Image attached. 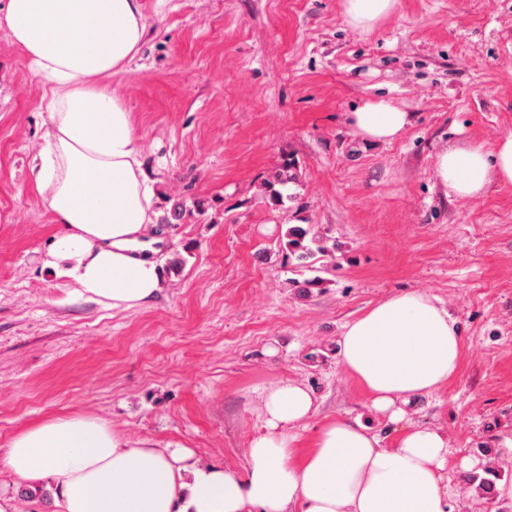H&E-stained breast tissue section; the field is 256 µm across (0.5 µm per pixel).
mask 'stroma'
<instances>
[{
  "label": "stroma",
  "instance_id": "stroma-1",
  "mask_svg": "<svg viewBox=\"0 0 512 512\" xmlns=\"http://www.w3.org/2000/svg\"><path fill=\"white\" fill-rule=\"evenodd\" d=\"M143 14L146 40L111 84L155 184L144 243L163 281L128 310L67 301L43 265L60 231L31 180L46 88L0 29V490L17 512H53L52 494L3 457L57 416L238 468L260 391L292 381L316 397L304 442L346 413L392 442L338 340L415 290L443 302L464 349L410 418L446 430L454 458L489 451L512 484V185L463 200L435 175L448 147L512 133V0H397L368 31L342 0H143ZM378 98L408 112L402 138L355 136L350 112ZM293 224L323 246L302 268ZM314 277L309 294L293 286Z\"/></svg>",
  "mask_w": 512,
  "mask_h": 512
}]
</instances>
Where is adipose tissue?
<instances>
[{
    "mask_svg": "<svg viewBox=\"0 0 512 512\" xmlns=\"http://www.w3.org/2000/svg\"><path fill=\"white\" fill-rule=\"evenodd\" d=\"M395 3L343 0L344 18L370 30ZM0 27L50 90L45 145L32 174L62 230L45 266L66 278L68 300L115 309L150 304L162 266L138 249L155 218L154 191L132 114L107 82L145 37L142 0H8ZM349 120L373 142L394 141L410 124L408 113L383 99L365 102ZM435 173L461 199H479L494 181L512 185V134L489 148L444 150ZM338 345L371 411L396 424L392 446L345 416L326 420L303 444L315 398L288 381L261 392L260 425L239 469L200 465L191 453L132 440L93 416L21 429L6 466L34 483L52 479L56 512H448V434L406 417L416 400L457 376L463 338L455 320L437 298L404 292L347 323Z\"/></svg>",
    "mask_w": 512,
    "mask_h": 512,
    "instance_id": "1",
    "label": "adipose tissue"
}]
</instances>
